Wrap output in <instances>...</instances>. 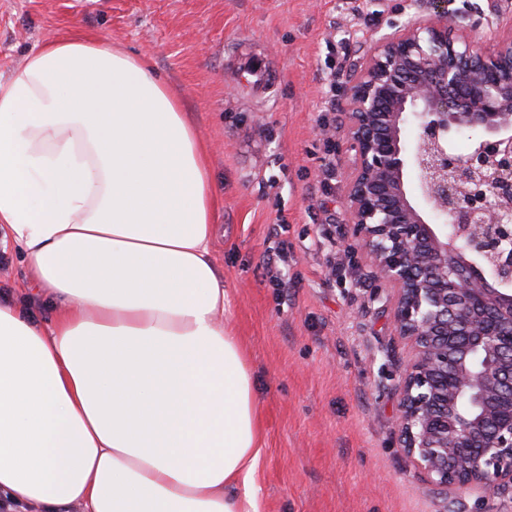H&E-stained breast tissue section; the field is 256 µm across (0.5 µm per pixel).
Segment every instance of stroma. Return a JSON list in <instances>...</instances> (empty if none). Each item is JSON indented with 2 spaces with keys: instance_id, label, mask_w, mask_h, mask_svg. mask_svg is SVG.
<instances>
[{
  "instance_id": "35a3bbf8",
  "label": "stroma",
  "mask_w": 512,
  "mask_h": 512,
  "mask_svg": "<svg viewBox=\"0 0 512 512\" xmlns=\"http://www.w3.org/2000/svg\"><path fill=\"white\" fill-rule=\"evenodd\" d=\"M500 0H450L448 20L494 37ZM408 0H0V79L45 43L99 37L141 59L176 96L208 148L219 198L211 252L224 274V324L243 344L261 400L259 512H444L396 448L393 377L408 347L392 292L343 243L347 172L317 132L333 86L377 27ZM251 56L275 78L243 91ZM288 243L270 281L268 248ZM0 295L42 321L22 250L0 248Z\"/></svg>"
}]
</instances>
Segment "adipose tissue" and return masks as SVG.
I'll use <instances>...</instances> for the list:
<instances>
[{
    "mask_svg": "<svg viewBox=\"0 0 512 512\" xmlns=\"http://www.w3.org/2000/svg\"><path fill=\"white\" fill-rule=\"evenodd\" d=\"M215 205L193 122L137 57L72 35L0 80V245L54 306L45 324L0 300L7 512H258Z\"/></svg>",
    "mask_w": 512,
    "mask_h": 512,
    "instance_id": "adipose-tissue-1",
    "label": "adipose tissue"
}]
</instances>
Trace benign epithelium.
Segmentation results:
<instances>
[{
    "label": "benign epithelium",
    "mask_w": 512,
    "mask_h": 512,
    "mask_svg": "<svg viewBox=\"0 0 512 512\" xmlns=\"http://www.w3.org/2000/svg\"><path fill=\"white\" fill-rule=\"evenodd\" d=\"M338 88L346 243L394 291L412 349L397 447L447 512L512 503V13L491 44L448 28L447 0H412ZM416 135L409 138V128ZM472 134L465 155L455 133ZM423 202L408 191L409 175Z\"/></svg>",
    "instance_id": "benign-epithelium-1"
}]
</instances>
